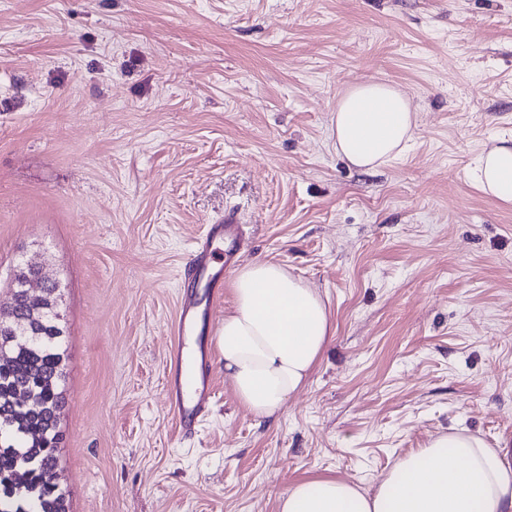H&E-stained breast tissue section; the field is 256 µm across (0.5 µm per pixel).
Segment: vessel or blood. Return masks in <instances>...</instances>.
<instances>
[{"instance_id":"b4317fda","label":"vessel or blood","mask_w":512,"mask_h":512,"mask_svg":"<svg viewBox=\"0 0 512 512\" xmlns=\"http://www.w3.org/2000/svg\"><path fill=\"white\" fill-rule=\"evenodd\" d=\"M243 242L238 213L227 209L195 240L185 264L186 271L203 281L207 291L202 295L186 291L179 300L165 394L180 433L188 439L196 434L216 396L208 368L209 351L195 340L200 313H211L223 295L224 274L214 270L213 263L220 258L225 265H232Z\"/></svg>"}]
</instances>
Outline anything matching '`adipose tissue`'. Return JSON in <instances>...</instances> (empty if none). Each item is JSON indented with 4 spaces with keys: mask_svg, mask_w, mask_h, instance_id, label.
Returning <instances> with one entry per match:
<instances>
[{
    "mask_svg": "<svg viewBox=\"0 0 512 512\" xmlns=\"http://www.w3.org/2000/svg\"><path fill=\"white\" fill-rule=\"evenodd\" d=\"M416 121L396 86L352 85L336 101V154L350 166L375 170L405 151ZM473 179L512 205V137L482 153ZM232 287L234 307L219 331L224 375L256 419L279 418L335 334L329 309L273 261L244 265ZM278 512H512V456L451 429L402 457L374 492L338 478L298 481L281 493Z\"/></svg>",
    "mask_w": 512,
    "mask_h": 512,
    "instance_id": "1",
    "label": "adipose tissue"
}]
</instances>
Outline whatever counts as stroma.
Listing matches in <instances>:
<instances>
[{"label":"stroma","instance_id":"1","mask_svg":"<svg viewBox=\"0 0 512 512\" xmlns=\"http://www.w3.org/2000/svg\"><path fill=\"white\" fill-rule=\"evenodd\" d=\"M417 114L375 173L336 155L351 85ZM512 136V0H0V299L59 283L70 512H278L295 481L374 490L467 428L512 449V206L480 191ZM239 210L237 265L315 288L336 334L274 422L215 403L179 439L166 358L187 252Z\"/></svg>","mask_w":512,"mask_h":512}]
</instances>
